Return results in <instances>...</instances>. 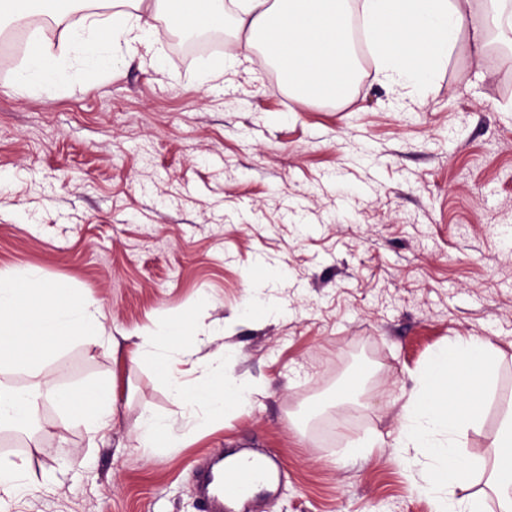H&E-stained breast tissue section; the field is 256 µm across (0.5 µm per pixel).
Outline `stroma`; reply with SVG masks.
<instances>
[{
    "label": "stroma",
    "instance_id": "35a3bbf8",
    "mask_svg": "<svg viewBox=\"0 0 512 512\" xmlns=\"http://www.w3.org/2000/svg\"><path fill=\"white\" fill-rule=\"evenodd\" d=\"M151 18V54L19 93L0 62V275H29L101 306L114 343L65 348L25 381L40 427L0 431L30 475L63 483L11 512H197L195 470L215 450L259 448L284 475L261 512H435L412 491L425 459L391 447L412 378L456 339L497 355L463 454L484 465L512 400V51L462 47L418 92L380 82L368 51L338 103L290 94L245 49L234 6L203 25V63ZM194 386L218 357L247 405L168 448H142L144 413H181L136 333L191 326ZM114 388L102 431L46 397Z\"/></svg>",
    "mask_w": 512,
    "mask_h": 512
}]
</instances>
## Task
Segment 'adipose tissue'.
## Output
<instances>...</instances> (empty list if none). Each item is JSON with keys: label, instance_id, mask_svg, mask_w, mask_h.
I'll use <instances>...</instances> for the list:
<instances>
[{"label": "adipose tissue", "instance_id": "ef3b65f1", "mask_svg": "<svg viewBox=\"0 0 512 512\" xmlns=\"http://www.w3.org/2000/svg\"><path fill=\"white\" fill-rule=\"evenodd\" d=\"M145 0H112L122 10L121 23L104 26L93 8L83 23L68 29V56L60 58L41 40L30 41L16 80L22 90L45 89L49 80L69 70L112 66L117 46L130 52L147 48L149 22ZM352 0H235L239 24L250 38L261 39L267 56L276 61L289 86L303 97L340 100L355 80L352 49ZM362 11L378 68L387 83L424 89L463 43L482 53L487 35L512 43V0H362ZM98 304L49 288L31 278L0 279V362L25 366L54 359L65 341L94 344L104 326ZM193 333L167 337L152 330L142 335L134 357L149 356L158 365L175 404L191 425L223 415L246 403L250 392L227 381L214 368L206 386L181 381L178 356L192 352ZM48 398L77 420L108 425L114 399L110 381L88 387L54 386ZM35 420L28 393L0 386V430L23 427ZM62 471L48 470L31 480L24 464L0 459V512L17 499L58 484Z\"/></svg>", "mask_w": 512, "mask_h": 512}]
</instances>
